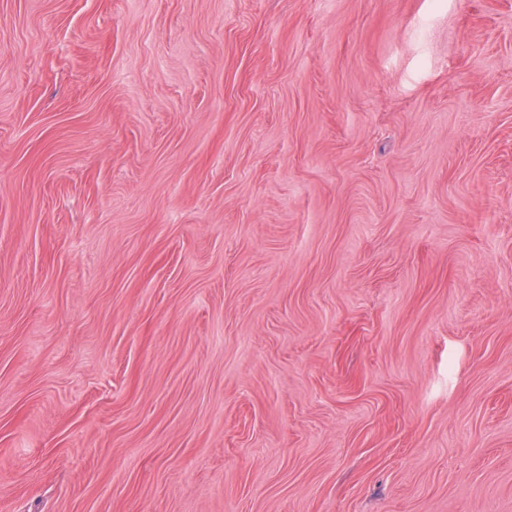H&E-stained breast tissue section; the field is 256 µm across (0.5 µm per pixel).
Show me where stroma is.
<instances>
[{
    "instance_id": "stroma-1",
    "label": "stroma",
    "mask_w": 512,
    "mask_h": 512,
    "mask_svg": "<svg viewBox=\"0 0 512 512\" xmlns=\"http://www.w3.org/2000/svg\"><path fill=\"white\" fill-rule=\"evenodd\" d=\"M0 512H512V0H0Z\"/></svg>"
}]
</instances>
